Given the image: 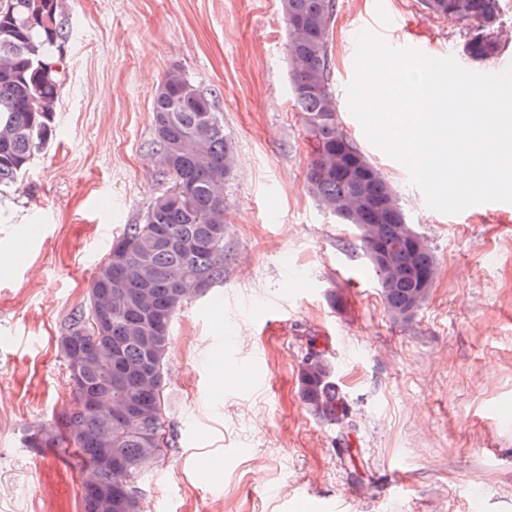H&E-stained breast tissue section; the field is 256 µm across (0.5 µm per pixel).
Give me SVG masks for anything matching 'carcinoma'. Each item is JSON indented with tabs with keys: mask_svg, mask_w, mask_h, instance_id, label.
I'll use <instances>...</instances> for the list:
<instances>
[{
	"mask_svg": "<svg viewBox=\"0 0 512 512\" xmlns=\"http://www.w3.org/2000/svg\"><path fill=\"white\" fill-rule=\"evenodd\" d=\"M427 13L458 26L462 52L471 60L499 53L498 0H422ZM337 0H281L288 30L293 100L312 144L305 179L321 208L339 224L355 223L361 256L375 279L384 309L395 323H411L428 299L423 276L434 274L427 241L409 224L391 185L365 178L340 164L373 168L343 129L330 81V37ZM59 0H0V190L18 186L34 155L57 135L61 86L53 47L69 31L57 21ZM152 149L168 186L140 220L125 225L98 266L88 304L74 310L62 337L64 357L83 360L73 382L77 410H63L42 430L41 447L81 460L82 512H143L127 503L169 446L163 410L165 368L172 324L184 304L224 280V182L235 152L224 133L223 114L212 94L172 69L151 102ZM386 256L376 264L373 252ZM300 396L319 419L337 426L350 421V407L335 381V365L311 354L299 374ZM100 402L93 412L88 403ZM112 449L117 469L101 463ZM112 492V501L96 492Z\"/></svg>",
	"mask_w": 512,
	"mask_h": 512,
	"instance_id": "1",
	"label": "carcinoma"
}]
</instances>
